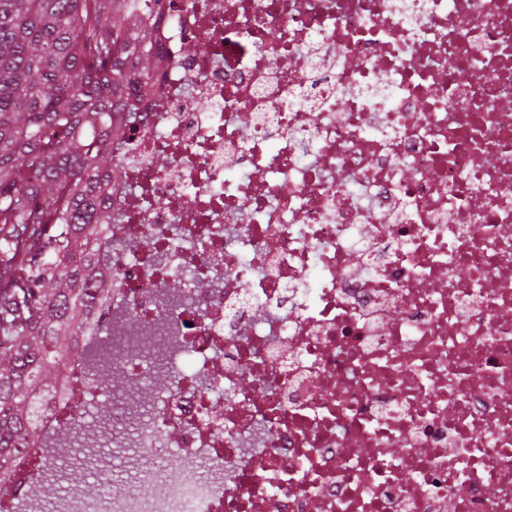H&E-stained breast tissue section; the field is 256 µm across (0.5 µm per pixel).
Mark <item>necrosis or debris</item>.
Segmentation results:
<instances>
[{"mask_svg": "<svg viewBox=\"0 0 512 512\" xmlns=\"http://www.w3.org/2000/svg\"><path fill=\"white\" fill-rule=\"evenodd\" d=\"M165 5L102 323L185 480L55 512H512V0ZM68 419L0 512H44Z\"/></svg>", "mask_w": 512, "mask_h": 512, "instance_id": "obj_1", "label": "necrosis or debris"}]
</instances>
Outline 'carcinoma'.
<instances>
[{
    "label": "carcinoma",
    "instance_id": "obj_1",
    "mask_svg": "<svg viewBox=\"0 0 512 512\" xmlns=\"http://www.w3.org/2000/svg\"><path fill=\"white\" fill-rule=\"evenodd\" d=\"M161 0H0V478L37 440L41 401L76 337L95 332L112 282L102 187L161 67ZM55 439L54 472L86 428L82 397Z\"/></svg>",
    "mask_w": 512,
    "mask_h": 512
}]
</instances>
